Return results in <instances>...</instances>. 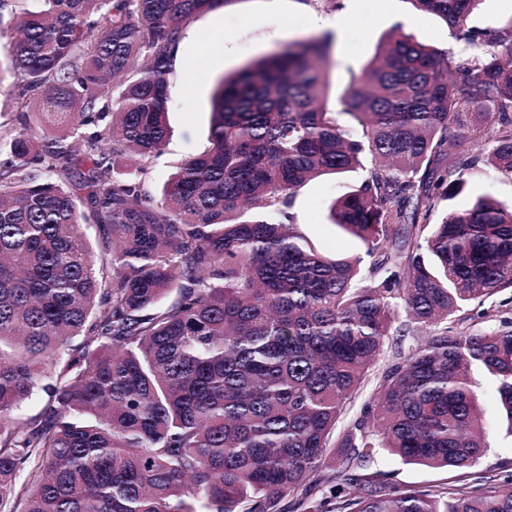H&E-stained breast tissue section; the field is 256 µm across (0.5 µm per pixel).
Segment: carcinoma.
Returning <instances> with one entry per match:
<instances>
[{
    "label": "carcinoma",
    "mask_w": 512,
    "mask_h": 512,
    "mask_svg": "<svg viewBox=\"0 0 512 512\" xmlns=\"http://www.w3.org/2000/svg\"><path fill=\"white\" fill-rule=\"evenodd\" d=\"M224 2L0 0L19 32L0 53V512H280L330 448L351 491L309 512H512V478L475 470L472 381L493 378L512 433V321L448 326L512 289V211L469 182L482 164L512 180V28L484 42L476 0H410L476 52L393 29L347 126L321 104L328 37L253 60L217 80L208 147L156 200L181 24ZM37 103L57 132L35 136ZM357 170L329 219L365 256L332 257L287 208ZM393 329L411 343L338 430ZM45 380L41 412L15 415ZM380 448L476 489L387 482Z\"/></svg>",
    "instance_id": "obj_1"
}]
</instances>
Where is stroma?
Masks as SVG:
<instances>
[{"label":"stroma","mask_w":512,"mask_h":512,"mask_svg":"<svg viewBox=\"0 0 512 512\" xmlns=\"http://www.w3.org/2000/svg\"><path fill=\"white\" fill-rule=\"evenodd\" d=\"M305 13L327 19L345 16L342 36L333 37L329 50L328 93L323 101L339 124H346L344 94L351 82L361 81L378 48L394 26L417 41L439 50L468 51L465 41L450 39L446 23L419 11L410 0H226L224 6L184 23L183 38L174 64L172 104L169 121L173 133L165 153L155 160L146 187L160 194L169 173L192 154L208 145L211 91L218 77L235 72L251 60L300 39L299 30L288 23ZM512 24V0H481L467 19V28L491 39ZM193 83H186L187 74ZM346 178L323 176L308 182L296 194L291 208L300 230L319 250L328 255L362 253V243L341 232L327 218L329 202L338 196ZM475 392L483 411L487 449L478 464L484 476L498 480L512 473V437L500 424L499 403L494 385L483 373L473 376ZM389 482L404 487H424L448 480L449 484L473 490L472 480L462 473L404 465L387 454L374 464Z\"/></svg>","instance_id":"35a3bbf8"}]
</instances>
